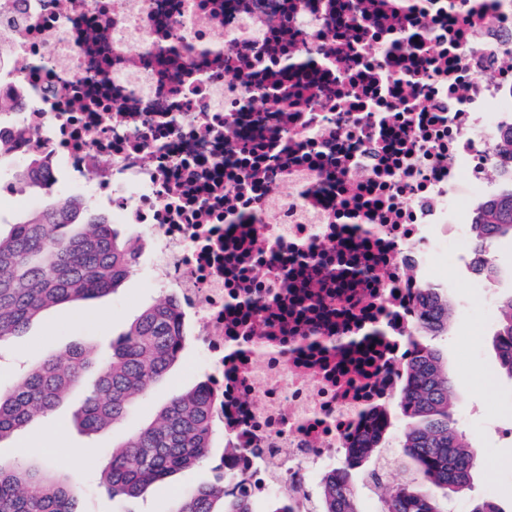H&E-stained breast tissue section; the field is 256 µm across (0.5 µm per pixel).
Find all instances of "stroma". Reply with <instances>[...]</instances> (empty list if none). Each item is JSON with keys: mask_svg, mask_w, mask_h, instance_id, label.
Segmentation results:
<instances>
[{"mask_svg": "<svg viewBox=\"0 0 512 512\" xmlns=\"http://www.w3.org/2000/svg\"><path fill=\"white\" fill-rule=\"evenodd\" d=\"M495 255L499 274L479 289L474 288L468 268L452 259L431 275L452 311L447 334L438 336L434 345L455 383L452 411L476 460L469 490L449 500L448 512H472L485 498L494 499L503 512H512V377L501 369L493 343L497 318L480 309L482 296L498 300L512 295V244H498ZM163 297L151 284L145 265L139 263L116 292L47 309L24 333L0 347V388H13L30 364L61 355L75 344L109 352L113 339L124 333L146 306ZM96 376L95 370H88L82 386L63 398L50 419L32 422L17 435L0 441V459L34 465L48 461L60 474L76 476L90 500V512H170L179 496L213 482L212 466L207 463L183 469L139 497L110 499L97 486L108 449L147 426L174 395L192 389L199 381V371L188 359H179L124 419L87 435L76 427L74 414ZM80 452L94 461L92 469L81 473L75 470Z\"/></svg>", "mask_w": 512, "mask_h": 512, "instance_id": "1", "label": "stroma"}]
</instances>
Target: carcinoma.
<instances>
[{"label":"carcinoma","instance_id":"carcinoma-1","mask_svg":"<svg viewBox=\"0 0 512 512\" xmlns=\"http://www.w3.org/2000/svg\"><path fill=\"white\" fill-rule=\"evenodd\" d=\"M498 154L502 188L477 205L471 223L478 244L471 269L487 281L499 272L493 245L505 238L512 241V129L503 134ZM22 181L43 193L44 201L40 209L20 213L8 234L0 232V344L52 306L116 292L142 251L139 241L119 237L104 217L64 233L63 228L77 225L84 202L52 195V183L35 150L26 156ZM179 317L177 305L164 299L140 313L108 356L97 359L76 346L63 357L34 364L17 388L0 392V440L36 418L49 417L90 367L96 368L97 378L77 417L80 430L92 434L124 418L181 358L187 337ZM450 319L448 304H441L438 312L423 317L418 335L409 343L407 386L400 405L410 422L391 455L376 459L363 474L380 495L379 512H448V499L469 488L475 459L453 419L448 368L430 344L433 337L448 332ZM495 348L501 368L512 377V295L498 304ZM381 433L382 428H376L364 447L343 454L322 486L319 512H359L352 470L375 453ZM215 438L210 396L199 383L174 396L152 424L112 448L102 470L103 487L114 499L137 497L173 473L206 462ZM403 461L409 465L405 481L386 486L388 471ZM0 512H86V504L80 489L52 463L0 460ZM170 512L254 510L247 495L215 483L179 497Z\"/></svg>","mask_w":512,"mask_h":512}]
</instances>
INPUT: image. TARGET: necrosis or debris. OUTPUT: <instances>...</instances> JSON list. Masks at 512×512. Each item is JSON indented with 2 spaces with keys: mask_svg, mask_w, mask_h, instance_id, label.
Wrapping results in <instances>:
<instances>
[{
  "mask_svg": "<svg viewBox=\"0 0 512 512\" xmlns=\"http://www.w3.org/2000/svg\"><path fill=\"white\" fill-rule=\"evenodd\" d=\"M16 110L143 227L215 398L224 482L309 489L398 394L436 226L470 221L512 126V0H11ZM26 130L28 139L18 136Z\"/></svg>",
  "mask_w": 512,
  "mask_h": 512,
  "instance_id": "4bbe7bcc",
  "label": "necrosis or debris"
}]
</instances>
